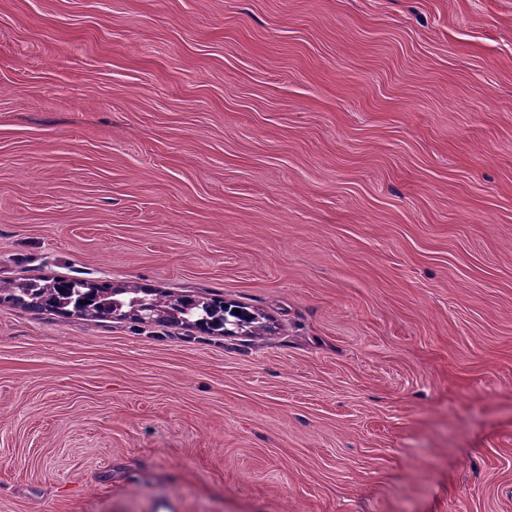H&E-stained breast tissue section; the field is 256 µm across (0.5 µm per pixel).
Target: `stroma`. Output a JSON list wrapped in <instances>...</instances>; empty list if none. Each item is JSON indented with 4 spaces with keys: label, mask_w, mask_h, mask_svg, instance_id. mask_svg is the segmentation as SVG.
<instances>
[{
    "label": "stroma",
    "mask_w": 512,
    "mask_h": 512,
    "mask_svg": "<svg viewBox=\"0 0 512 512\" xmlns=\"http://www.w3.org/2000/svg\"><path fill=\"white\" fill-rule=\"evenodd\" d=\"M0 512H512V0H0ZM1 303L95 318L121 319L136 312L132 316L141 322H180L220 336H231L235 334L234 328L244 327L249 329L250 336H265L272 332L271 326L260 321L261 316L225 304L224 298L217 296L159 293L151 288H112L110 284L84 280L0 281ZM125 307L129 310L124 311ZM235 310L239 313L235 314Z\"/></svg>",
    "instance_id": "1"
}]
</instances>
